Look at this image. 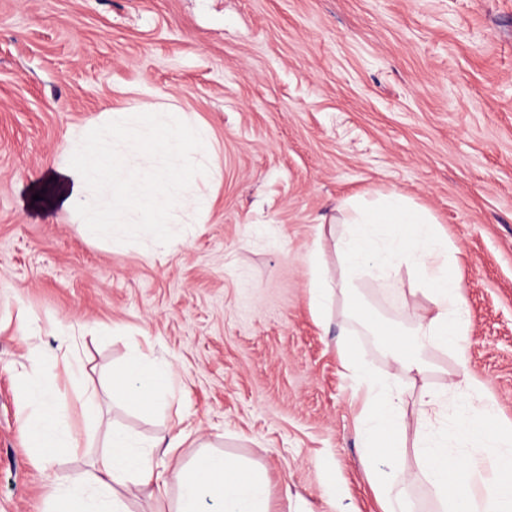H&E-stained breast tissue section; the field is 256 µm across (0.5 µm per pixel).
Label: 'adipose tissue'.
<instances>
[{"instance_id": "obj_1", "label": "adipose tissue", "mask_w": 512, "mask_h": 512, "mask_svg": "<svg viewBox=\"0 0 512 512\" xmlns=\"http://www.w3.org/2000/svg\"><path fill=\"white\" fill-rule=\"evenodd\" d=\"M124 127V114L113 113L107 131L83 141L82 163L66 171L64 179L56 183L57 202L65 208L80 206L81 216L92 230L106 226L108 215L82 193L92 183L101 193L112 195L117 167L112 134ZM128 171L137 188L134 209L141 223L164 235L177 205L173 184L134 165ZM336 211L335 221L344 227L334 239L340 275L332 285L321 278L314 281L310 300L315 316L324 317L333 291H347L373 272L388 273L406 263L424 284V293L435 311L417 316L406 348L388 349V356L409 376L428 369L432 349L442 347L463 356V338L469 324L465 298L448 263V246L434 228V216L396 191L372 199L350 197L341 201ZM121 382L129 395H147L171 386L173 375L166 366L134 364L123 371ZM66 416L64 400L52 396L32 426L31 436L42 448L44 460L72 449V442L61 436ZM159 450L167 456L173 452L172 447L162 448L155 442L133 450L124 433L112 431L91 470L58 476L62 491L52 512H91L92 501L85 494L89 488L97 492L102 512H126L124 497L128 494L145 491L162 499L172 490L177 493L175 512H270L264 476L240 461L221 453H207L191 463L161 467L154 461Z\"/></svg>"}]
</instances>
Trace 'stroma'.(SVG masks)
<instances>
[{"label":"stroma","mask_w":512,"mask_h":512,"mask_svg":"<svg viewBox=\"0 0 512 512\" xmlns=\"http://www.w3.org/2000/svg\"><path fill=\"white\" fill-rule=\"evenodd\" d=\"M115 110L114 154L177 187L165 242L125 184L87 189L104 234L35 198L33 175L76 166ZM172 112L201 141L179 164L158 145ZM393 190L436 218L469 318L464 358L433 349L414 380L342 294L328 321L310 307L316 243L339 274V201ZM420 285L403 267L355 297L406 327L405 306H429ZM344 327L404 394L401 473L413 512H436L416 448L448 416L417 424L421 388L512 426V0H0V512H46L57 474L88 469L113 429L180 439L183 463L237 458L271 512H334L336 496L381 512ZM134 361L171 364L175 389L152 405L114 387ZM55 393L75 448L44 462L27 425Z\"/></svg>","instance_id":"35a3bbf8"}]
</instances>
